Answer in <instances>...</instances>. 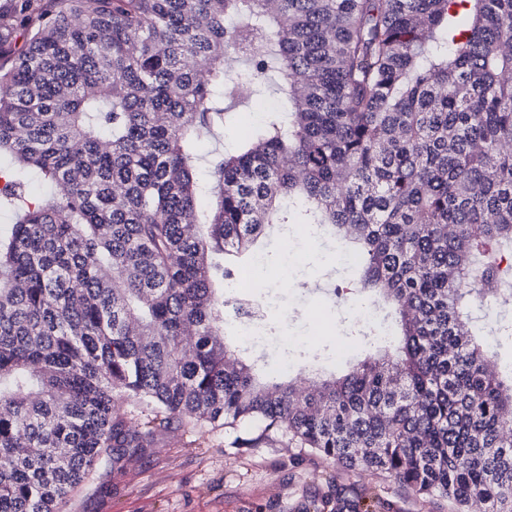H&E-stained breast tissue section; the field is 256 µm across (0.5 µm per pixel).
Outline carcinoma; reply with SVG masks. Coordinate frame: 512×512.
<instances>
[{
	"mask_svg": "<svg viewBox=\"0 0 512 512\" xmlns=\"http://www.w3.org/2000/svg\"><path fill=\"white\" fill-rule=\"evenodd\" d=\"M15 17L0 202L31 173L66 191L0 228V512H64L176 423L253 425L248 448L285 433L456 512H512V364L489 369L472 317L512 279V0H15ZM230 62L280 100L204 182ZM291 215L352 246L400 328L313 390L224 340V283Z\"/></svg>",
	"mask_w": 512,
	"mask_h": 512,
	"instance_id": "1",
	"label": "carcinoma"
}]
</instances>
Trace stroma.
<instances>
[{
    "mask_svg": "<svg viewBox=\"0 0 512 512\" xmlns=\"http://www.w3.org/2000/svg\"><path fill=\"white\" fill-rule=\"evenodd\" d=\"M248 98H236L222 131L198 145L199 170L214 153L232 148L246 128L259 127L266 115L251 109ZM349 247L308 235L300 224H286L263 240L257 263L245 267L224 296V337L242 351L259 356L273 370L286 355L289 336H313L321 354L300 356L286 379L304 385L315 372L341 376L370 351L368 330L383 332L389 306H380L371 325L353 311L363 294L350 266ZM259 286L266 297L264 329L250 335L236 321L231 299ZM298 316L282 325V312ZM245 427L197 429L175 427L155 437L141 459L116 470L97 467L73 494L66 512H306L311 500L324 495L346 500L379 498L384 512H454L448 499L422 497L392 478L344 470L333 461L280 437L258 448H242Z\"/></svg>",
    "mask_w": 512,
    "mask_h": 512,
    "instance_id": "stroma-1",
    "label": "stroma"
}]
</instances>
